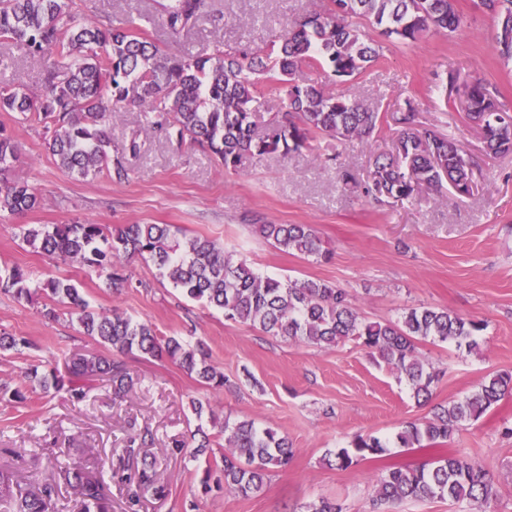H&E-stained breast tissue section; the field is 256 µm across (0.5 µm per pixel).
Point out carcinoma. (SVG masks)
<instances>
[{
  "label": "carcinoma",
  "mask_w": 512,
  "mask_h": 512,
  "mask_svg": "<svg viewBox=\"0 0 512 512\" xmlns=\"http://www.w3.org/2000/svg\"><path fill=\"white\" fill-rule=\"evenodd\" d=\"M214 0H154L167 29L175 36L191 33L201 19L218 20ZM322 13H309L277 36L270 54L260 48L240 49L219 42L208 53H168L129 27L98 22L82 15L79 0H0V40L11 41L46 58L42 88L20 90L0 85V111L17 112L26 121L45 123V147L63 171L82 178L106 175L127 178L124 156L112 154L106 129V101L114 112H137L141 125L158 138L189 143L213 154L224 168L236 167L245 156L288 155L305 148L316 133L339 142L368 140L379 127L381 113L357 99L325 92L300 81L306 66L317 65L336 80H350L379 58L366 27L382 30L403 42H414L431 30L453 33L463 25L454 0H330ZM494 21L492 49L512 63V0H479ZM276 79L285 93V110L275 113L261 129L252 115L263 104L261 87ZM465 111L482 129L484 151L512 154V116L479 78L466 84ZM392 119L399 137L393 152L375 160L371 192L409 199L415 186L438 189L448 183L456 194L468 195L473 163L462 145L418 122L412 105ZM18 155L12 138L0 134V167ZM41 204L36 190L0 179V213L21 214ZM255 231L275 246L304 255L320 254V239L310 224H257ZM168 224H124L112 229L100 224L42 225L27 228L23 242L58 263L112 267V288H125L129 277L123 262L133 256L152 260L173 288L191 300L218 308L224 319L250 324L273 336L316 346L356 339L407 381L415 399L428 400L437 373L425 367L417 340L479 347L484 324L442 308H412L396 321H369L353 307L349 293L319 279L287 280L256 272L244 256L236 258L205 237L177 238ZM0 293L18 302L45 294L66 304L84 335L112 348L108 354L74 352L65 371L26 378L44 393L63 388L82 402L90 387L76 379L105 375L119 398L134 380L124 357L166 356L200 382L224 388V375L207 362L203 343L189 347L176 336L163 337L152 325L119 311L100 314L89 309L68 279H34L14 268L0 273ZM512 393V373L486 375L477 390L461 400L434 407L431 416L408 422L393 439L401 448H424L446 442L466 425L479 420ZM154 445L152 433L133 431L124 465L137 470V484L166 496L158 484L155 459L142 449ZM224 491L246 496L262 489L268 473L286 471L293 458L288 437L271 426L251 420H224ZM380 438L358 435L351 448L332 454L339 469L358 459L384 452ZM74 488L80 512H110L108 484L73 466L59 480L44 481L18 503L17 512H49L59 481ZM497 487L483 469L455 452L430 458L415 467L387 468L376 477L378 505L448 499L484 503Z\"/></svg>",
  "instance_id": "obj_1"
}]
</instances>
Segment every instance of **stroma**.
Here are the masks:
<instances>
[{
    "label": "stroma",
    "instance_id": "35a3bbf8",
    "mask_svg": "<svg viewBox=\"0 0 512 512\" xmlns=\"http://www.w3.org/2000/svg\"><path fill=\"white\" fill-rule=\"evenodd\" d=\"M465 24L451 34L429 33L414 43L367 33L379 49L363 77L333 82L326 71L307 68L304 82L331 94L360 97L384 119L373 138L343 143L309 140L300 152L258 160L247 157L224 168L210 153L172 146L144 130L134 112L111 116L112 150L125 156L128 177L74 178L57 167L45 149L46 131L0 112V128L18 145V158L5 171L8 181L28 184L40 206L0 216V271L18 267L36 277L70 279L91 309L150 322L158 334L187 344L204 342L209 363L223 374L214 390L167 358L127 357L134 379L124 397L112 395L104 377L90 383L84 402L66 391L29 392L23 402H0V502L17 503L32 485L57 475L59 463L111 477L112 512H310L320 499L335 500L343 512H377L375 478L390 466H411L433 457L426 448H397L395 434L408 421L428 417L431 404L475 391L491 372H512V154L486 155L478 125L460 102L445 95L448 74L482 79L512 110V65L490 44L491 20L477 0H454ZM329 0H216L223 23L202 21L189 35L175 37L150 0H81L83 14L131 26L168 51H209L214 42L270 50L276 33L299 15L325 11ZM45 63L0 42V85L39 89ZM413 105L423 126L456 138L474 162L475 188L461 197L450 188L421 189L405 200L376 202L366 196L374 161L390 153L398 136L391 112ZM139 149L126 150L129 140ZM90 221L173 224L187 236H202L225 252L242 254L254 269L276 278L321 279L349 291L354 307L371 320H393L406 309L441 307L481 321L484 343L467 353L445 343H420V356L438 372L430 405L421 406L405 381L355 340L319 347L271 336L225 320L223 312L185 299L150 260L129 259V287L113 290L108 271L77 263L54 264L22 241L30 225ZM310 224L329 259L282 250L260 237L255 225ZM54 316H46V309ZM31 340V347L0 355V384L28 390L30 368L63 367L66 352L94 353L98 344L83 335L68 307L39 295L17 302L0 294V332ZM212 402L213 414L196 415L193 405ZM250 419L286 435L294 458L288 472L269 473L261 491L241 497L204 491L207 464L224 454L225 419ZM149 428L159 461L165 498L138 489L133 473H119L130 425ZM512 394L478 421L455 434L447 447L464 452L494 478L498 493L482 507L445 500L407 501L398 512H512ZM203 429L210 459L176 451L175 440ZM387 441L377 458L341 470L329 453L354 435ZM138 494L136 510L129 497Z\"/></svg>",
    "mask_w": 512,
    "mask_h": 512
}]
</instances>
